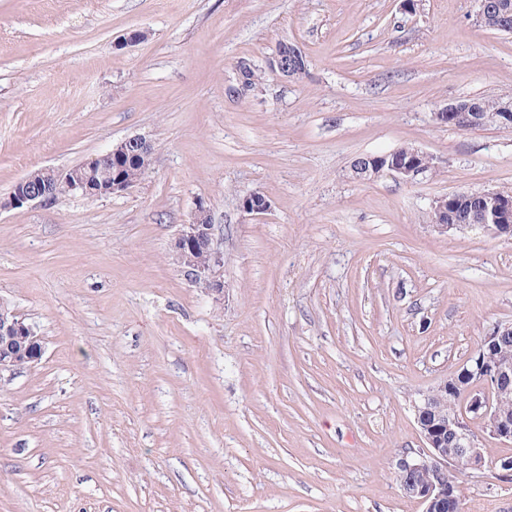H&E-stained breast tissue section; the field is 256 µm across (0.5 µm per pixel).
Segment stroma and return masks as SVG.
Returning a JSON list of instances; mask_svg holds the SVG:
<instances>
[{"label": "stroma", "mask_w": 512, "mask_h": 512, "mask_svg": "<svg viewBox=\"0 0 512 512\" xmlns=\"http://www.w3.org/2000/svg\"><path fill=\"white\" fill-rule=\"evenodd\" d=\"M477 8L0 0V199L128 137L154 146L127 192L0 212V300L42 341L0 372V512H422L395 475L422 445L415 405L512 324V239L430 220L439 196L512 190V128L433 119L512 97V34ZM282 41L307 76L238 94V62ZM403 145L436 171L353 179ZM201 201L220 293L174 253ZM482 452L462 512H512L490 466L512 446Z\"/></svg>", "instance_id": "1"}]
</instances>
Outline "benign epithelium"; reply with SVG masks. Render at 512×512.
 <instances>
[{
    "instance_id": "7a95c632",
    "label": "benign epithelium",
    "mask_w": 512,
    "mask_h": 512,
    "mask_svg": "<svg viewBox=\"0 0 512 512\" xmlns=\"http://www.w3.org/2000/svg\"><path fill=\"white\" fill-rule=\"evenodd\" d=\"M300 50L288 43L279 44L267 58V68L286 79L298 80L305 76L307 65ZM439 125L466 130L486 122L484 113L473 102L459 100L433 113ZM131 148L142 153L152 151V144L141 136H133L117 144L108 153L83 162L64 171L42 168L19 179L9 195L0 200V211L21 209L31 204L53 199V187L63 183L76 194L87 198L123 193L134 186L124 174V168L110 170L114 158H123ZM436 167L434 158L418 147L402 146L383 155H367L354 160L353 178L369 182L384 172L405 181H414ZM460 192L441 196L432 203L439 214L435 227L442 233H457L480 228L495 236L512 238V194L502 190H484L475 193L482 199V209L467 218L457 214L455 202ZM243 210L252 216L266 214L268 199L260 193H251L242 199ZM180 263L187 269L193 282L204 289L219 293L220 282L212 272L223 263V255L214 247V225L209 209L198 204L191 221L183 225L174 242ZM512 335L511 325H497L484 338L459 370L444 379L422 396L416 405V419L423 440L422 448L402 452L395 463L400 488L415 499L422 512H460L454 488L448 480L453 467L480 471L485 465L479 440L472 424H481L484 435L503 444H512V417L492 406V395L512 391V364L490 361L486 352L493 349L500 337ZM42 355V345L34 326L0 301V372L29 367ZM464 380V401L455 405L441 393L454 392L459 380ZM432 466L439 471L435 481L422 480L419 474Z\"/></svg>"
}]
</instances>
